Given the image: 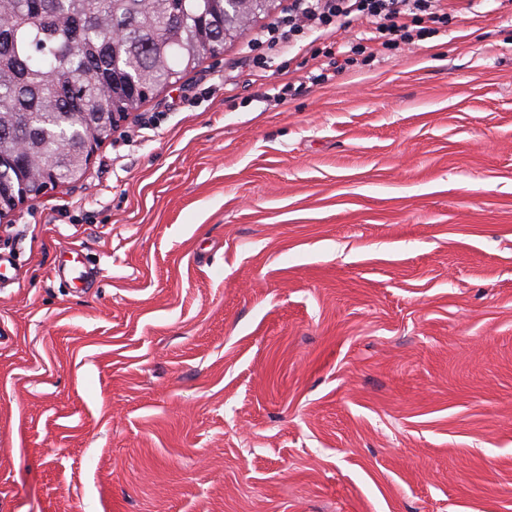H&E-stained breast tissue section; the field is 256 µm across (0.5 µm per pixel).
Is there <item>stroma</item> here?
Listing matches in <instances>:
<instances>
[{"mask_svg":"<svg viewBox=\"0 0 512 512\" xmlns=\"http://www.w3.org/2000/svg\"><path fill=\"white\" fill-rule=\"evenodd\" d=\"M276 15L0 222V512H512V0ZM444 0H289L281 16L268 23L260 38L255 39L258 47L274 50L297 43L307 34L322 31L335 34L338 29L363 20L370 25V37L359 38L357 43L348 44V51H336L339 55L347 53L364 54L396 46L398 42L410 44L415 38L423 39L438 32L433 24H448V9L456 10L454 4ZM364 43H373L367 45ZM375 45H378L376 47Z\"/></svg>","mask_w":512,"mask_h":512,"instance_id":"obj_1","label":"stroma"}]
</instances>
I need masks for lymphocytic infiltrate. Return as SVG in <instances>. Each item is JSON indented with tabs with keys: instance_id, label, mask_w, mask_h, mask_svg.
I'll use <instances>...</instances> for the list:
<instances>
[{
	"instance_id": "obj_1",
	"label": "lymphocytic infiltrate",
	"mask_w": 512,
	"mask_h": 512,
	"mask_svg": "<svg viewBox=\"0 0 512 512\" xmlns=\"http://www.w3.org/2000/svg\"><path fill=\"white\" fill-rule=\"evenodd\" d=\"M358 20L369 24L370 38L350 45L349 51L361 55L371 43L387 49L434 34L436 26L448 22V5L446 0H288L257 44L272 50L314 31L336 33Z\"/></svg>"
}]
</instances>
